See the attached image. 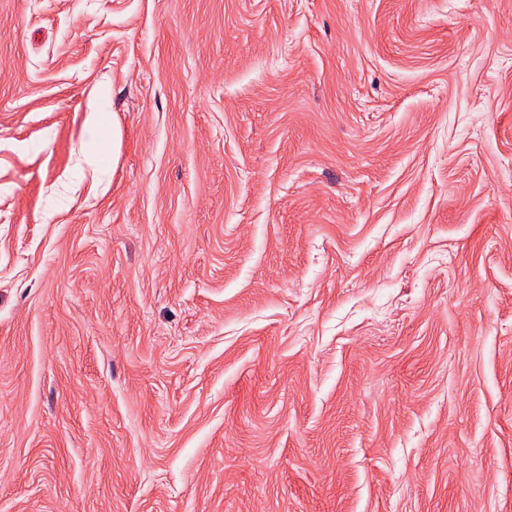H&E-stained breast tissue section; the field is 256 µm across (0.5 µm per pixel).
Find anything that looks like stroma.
<instances>
[{
	"mask_svg": "<svg viewBox=\"0 0 512 512\" xmlns=\"http://www.w3.org/2000/svg\"><path fill=\"white\" fill-rule=\"evenodd\" d=\"M0 512H512V0H0Z\"/></svg>",
	"mask_w": 512,
	"mask_h": 512,
	"instance_id": "1",
	"label": "stroma"
}]
</instances>
